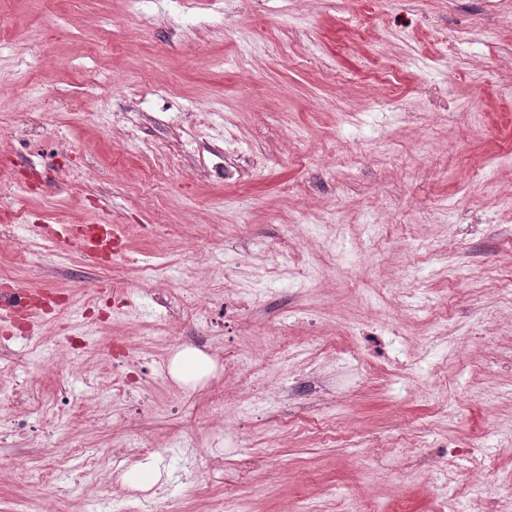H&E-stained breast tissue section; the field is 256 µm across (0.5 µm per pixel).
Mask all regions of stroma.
<instances>
[{
  "mask_svg": "<svg viewBox=\"0 0 512 512\" xmlns=\"http://www.w3.org/2000/svg\"><path fill=\"white\" fill-rule=\"evenodd\" d=\"M511 86L512 0H0V262L34 251L16 282L54 307L0 345V512L53 492L28 474L57 452L97 465L55 512H149L112 476L131 439L186 512L218 473L252 512H442L447 467L476 488L453 512L512 499ZM95 223L114 255L27 232ZM283 242L304 263L267 275ZM237 288L263 303L198 319ZM265 328L279 370L225 378ZM193 336L210 370L179 383ZM271 392L230 419L252 447L213 453L212 400Z\"/></svg>",
  "mask_w": 512,
  "mask_h": 512,
  "instance_id": "1",
  "label": "stroma"
}]
</instances>
